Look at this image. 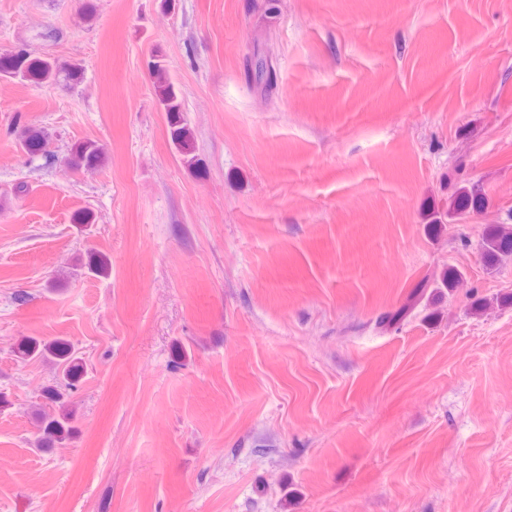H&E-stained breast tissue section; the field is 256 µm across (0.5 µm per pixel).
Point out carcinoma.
I'll return each mask as SVG.
<instances>
[{
    "mask_svg": "<svg viewBox=\"0 0 512 512\" xmlns=\"http://www.w3.org/2000/svg\"><path fill=\"white\" fill-rule=\"evenodd\" d=\"M65 66L48 58L33 57L25 50L0 55V75L20 77L24 80L43 81L56 76ZM152 70L157 77L155 93L159 104L167 113L170 139L182 154L184 163L195 169L199 162L193 154V134L182 116V100L175 86L165 78V69L156 61ZM22 147L30 154L41 153L46 147V136L37 128L24 131ZM103 148L95 141H85L76 148L72 163L75 167L93 169L102 161ZM484 198L474 189L460 188L454 194L449 210L456 214L475 212L484 207ZM483 253L494 263L512 254V227L494 224L487 228L483 238ZM17 357L23 361L41 359L53 363L56 376L43 388L49 412L38 415L37 443L41 450L49 451L58 444L72 441L79 435L74 424L72 398L86 373L84 358L75 344L66 337L45 340L25 336L16 346Z\"/></svg>",
    "mask_w": 512,
    "mask_h": 512,
    "instance_id": "1",
    "label": "carcinoma"
}]
</instances>
